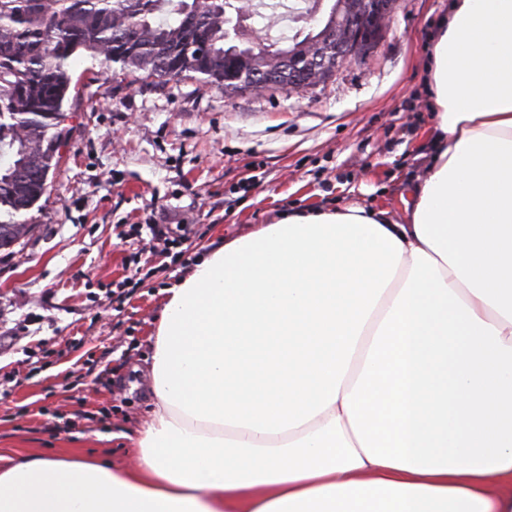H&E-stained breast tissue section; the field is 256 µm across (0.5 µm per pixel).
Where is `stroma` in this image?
Here are the masks:
<instances>
[{
	"label": "stroma",
	"instance_id": "stroma-1",
	"mask_svg": "<svg viewBox=\"0 0 512 512\" xmlns=\"http://www.w3.org/2000/svg\"><path fill=\"white\" fill-rule=\"evenodd\" d=\"M447 11L448 0H401L366 61L301 89L228 95L80 58L62 158L21 216L31 233L0 254V445L130 463L153 321L166 288L188 275L143 254L153 276L113 310L134 250L122 241L130 225L187 226L196 260L290 209L358 203L403 222L433 151L424 78Z\"/></svg>",
	"mask_w": 512,
	"mask_h": 512
}]
</instances>
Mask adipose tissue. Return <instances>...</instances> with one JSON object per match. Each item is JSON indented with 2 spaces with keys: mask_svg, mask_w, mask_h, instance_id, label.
I'll return each mask as SVG.
<instances>
[{
  "mask_svg": "<svg viewBox=\"0 0 512 512\" xmlns=\"http://www.w3.org/2000/svg\"><path fill=\"white\" fill-rule=\"evenodd\" d=\"M405 223L231 238L167 290L132 465L0 448V512H512V0H450Z\"/></svg>",
  "mask_w": 512,
  "mask_h": 512,
  "instance_id": "1",
  "label": "adipose tissue"
}]
</instances>
